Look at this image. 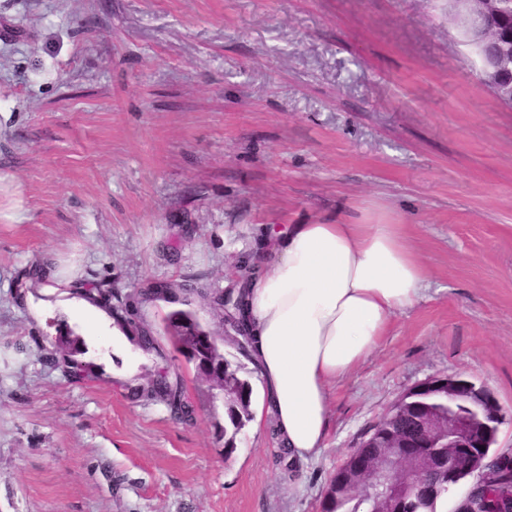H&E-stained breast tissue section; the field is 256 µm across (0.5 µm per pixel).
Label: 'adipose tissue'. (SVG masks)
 <instances>
[{
	"instance_id": "ef3b65f1",
	"label": "adipose tissue",
	"mask_w": 512,
	"mask_h": 512,
	"mask_svg": "<svg viewBox=\"0 0 512 512\" xmlns=\"http://www.w3.org/2000/svg\"><path fill=\"white\" fill-rule=\"evenodd\" d=\"M272 241L247 311L275 431L301 456L325 441L330 386L421 299L427 273L401 224H290Z\"/></svg>"
}]
</instances>
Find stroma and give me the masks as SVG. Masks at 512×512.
I'll return each instance as SVG.
<instances>
[{
  "mask_svg": "<svg viewBox=\"0 0 512 512\" xmlns=\"http://www.w3.org/2000/svg\"><path fill=\"white\" fill-rule=\"evenodd\" d=\"M478 70L457 0H0V512H321L433 376L489 389L512 448V108ZM378 222L428 285L330 388L323 448L290 478L270 421L226 450L166 316L233 355L194 287L261 268L278 225ZM39 258L60 287H18ZM74 280L111 283L124 320ZM155 281L174 295L141 300ZM63 335L83 378L48 360ZM163 373L196 420L131 396Z\"/></svg>",
  "mask_w": 512,
  "mask_h": 512,
  "instance_id": "obj_1",
  "label": "stroma"
}]
</instances>
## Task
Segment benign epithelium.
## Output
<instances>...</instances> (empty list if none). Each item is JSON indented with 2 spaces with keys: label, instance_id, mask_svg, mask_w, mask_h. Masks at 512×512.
I'll use <instances>...</instances> for the list:
<instances>
[{
  "label": "benign epithelium",
  "instance_id": "7a95c632",
  "mask_svg": "<svg viewBox=\"0 0 512 512\" xmlns=\"http://www.w3.org/2000/svg\"><path fill=\"white\" fill-rule=\"evenodd\" d=\"M470 36L477 42L491 45L494 50L482 55L480 76L502 98L512 99V77L506 74V61L512 58V35H499L506 0H468ZM198 349L210 355L213 341L198 337ZM196 349V350H198ZM196 350L184 349L185 358L201 365L197 373L204 380L224 377V367L200 361ZM419 386H434L445 390L450 402H461L463 408L448 409L443 416L430 408L419 412V434L436 440V447L448 449V481L472 472L483 449L496 439L500 423L506 416L497 398L484 386L459 375L428 378ZM364 448H379V455L354 453L347 459V476L361 480L359 493L374 499L377 512H399L395 490L409 482L412 476L431 467L432 461L424 448H409L400 440L384 433L364 444Z\"/></svg>",
  "mask_w": 512,
  "mask_h": 512
}]
</instances>
